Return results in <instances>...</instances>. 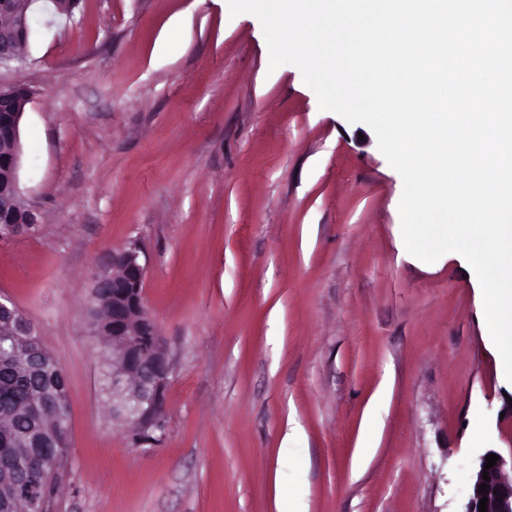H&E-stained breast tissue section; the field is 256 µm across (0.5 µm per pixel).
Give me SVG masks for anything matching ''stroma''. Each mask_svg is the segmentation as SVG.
<instances>
[{"instance_id":"obj_1","label":"stroma","mask_w":512,"mask_h":512,"mask_svg":"<svg viewBox=\"0 0 512 512\" xmlns=\"http://www.w3.org/2000/svg\"><path fill=\"white\" fill-rule=\"evenodd\" d=\"M29 24L0 83L31 92L19 188L39 224L0 240V294L67 377L47 512H277L283 486L296 512H459L474 456L512 454V382L465 259L406 251L373 131L270 69L227 0L54 18L38 0ZM132 242L173 363L167 431L140 446L107 410L88 319Z\"/></svg>"}]
</instances>
